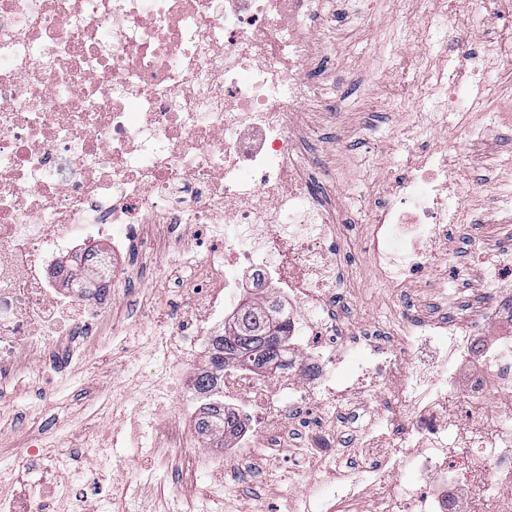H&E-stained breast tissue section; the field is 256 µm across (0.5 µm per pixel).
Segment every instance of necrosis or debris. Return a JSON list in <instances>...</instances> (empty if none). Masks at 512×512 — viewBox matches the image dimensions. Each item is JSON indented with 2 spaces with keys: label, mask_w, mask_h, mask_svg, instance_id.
<instances>
[{
  "label": "necrosis or debris",
  "mask_w": 512,
  "mask_h": 512,
  "mask_svg": "<svg viewBox=\"0 0 512 512\" xmlns=\"http://www.w3.org/2000/svg\"><path fill=\"white\" fill-rule=\"evenodd\" d=\"M327 0H0V367L22 350L93 333L127 271L115 256L147 224H182L210 248L191 265L197 335L243 289H276L288 317V368L224 371V406L259 456L292 411L343 407L385 385L382 423L358 450L362 472L329 470L341 500L367 487L381 512H512V292H487L465 322L424 319L381 350L333 344L335 211L304 176L314 125L308 78L332 26ZM448 14L428 11L417 46L447 65ZM403 172L370 213L371 254L399 286L430 269L459 224L448 191L458 151L394 138ZM106 243L98 295L57 297V253ZM0 512H142L127 487L90 508L75 479L29 440ZM417 482L399 486L403 464Z\"/></svg>",
  "instance_id": "necrosis-or-debris-1"
}]
</instances>
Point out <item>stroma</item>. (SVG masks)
<instances>
[{
	"mask_svg": "<svg viewBox=\"0 0 512 512\" xmlns=\"http://www.w3.org/2000/svg\"><path fill=\"white\" fill-rule=\"evenodd\" d=\"M375 2L364 28L344 32L340 58L320 52L313 59V77L335 71L339 81L335 98L320 108L322 136L311 150L308 178L315 186L337 182V168L348 159L362 171L356 189L338 185L330 195L340 212L336 248L341 262V286L332 305L351 339L388 344L403 335L411 320L466 319L484 292L495 287L487 270L512 245V222L488 218L450 232L437 275L401 288L378 275L367 248L372 233L368 205L392 198L399 171L385 145L372 150L362 146L366 126H377L383 137L397 130L408 143L428 140L443 146L467 119L457 112L433 116L408 96L368 103L365 75L399 62L412 44L415 25L413 17L396 16V0ZM496 80L503 95L485 105L494 123L482 145L465 158L460 178L464 187L486 186L488 199L473 202L480 211L488 201L512 197V69L499 70ZM184 262V257L164 254L156 241H148L139 270L113 289L95 335L25 356L0 380V470L17 465L15 447L28 436L52 455L80 449L69 464L70 475H77L100 456L93 435L107 427L120 444L112 453L109 474L113 481L130 482L152 512H302L304 491H324L322 471L308 461V435L332 432L337 449L359 447L375 425L372 411L382 405V396H358L347 422L333 409L295 414L264 457L242 453L237 467H227L223 449L195 427L200 407L189 387L204 364V352L187 357L175 352L169 364L160 361L162 347L153 319L187 315L191 290L182 273ZM142 409L153 410L158 424H179L183 449L157 439L149 448H131L128 433Z\"/></svg>",
	"mask_w": 512,
	"mask_h": 512,
	"instance_id": "1",
	"label": "stroma"
}]
</instances>
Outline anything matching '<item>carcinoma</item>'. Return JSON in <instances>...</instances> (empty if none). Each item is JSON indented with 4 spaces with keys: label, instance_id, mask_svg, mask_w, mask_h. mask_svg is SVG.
Listing matches in <instances>:
<instances>
[{
    "label": "carcinoma",
    "instance_id": "cac0c4a2",
    "mask_svg": "<svg viewBox=\"0 0 512 512\" xmlns=\"http://www.w3.org/2000/svg\"><path fill=\"white\" fill-rule=\"evenodd\" d=\"M288 350V324L277 302H259L243 296L230 325L213 334L205 357V369L195 378L194 394L203 413L197 427L201 434L224 445V439L239 428L236 417L224 410V367L247 364L260 370L275 363Z\"/></svg>",
    "mask_w": 512,
    "mask_h": 512
}]
</instances>
